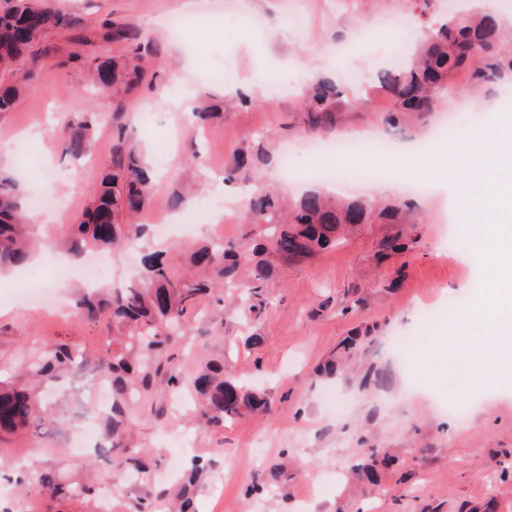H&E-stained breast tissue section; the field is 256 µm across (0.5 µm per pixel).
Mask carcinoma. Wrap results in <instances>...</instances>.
<instances>
[{"label": "carcinoma", "mask_w": 512, "mask_h": 512, "mask_svg": "<svg viewBox=\"0 0 512 512\" xmlns=\"http://www.w3.org/2000/svg\"><path fill=\"white\" fill-rule=\"evenodd\" d=\"M73 17L54 7L50 0H0V72L10 83L0 87V113L17 105L33 72L18 67L20 58L33 45L54 31L69 30ZM502 20L492 12L474 11L444 19L418 43L415 54L399 69H383L376 75L379 86L394 101L393 126L404 116L423 117L436 110L455 90V77L466 74V85L480 90L512 84V48L502 43ZM112 40L125 42L129 54L122 59L104 57L96 66L97 84L103 92L117 98L138 87L145 78L140 65L149 52V44L138 30L117 26L109 30ZM303 112L313 128L333 125L342 108L343 92L332 81L317 80L302 96ZM196 124L205 126L223 117L221 106L210 105L194 112ZM99 116L84 112L74 124L66 123L57 134L63 156L80 159L92 149ZM252 166L251 156L241 153L226 171L224 180L233 182ZM244 181L253 184L247 190V224L270 225V247L289 261L305 259L336 243L342 224H363L369 219L368 205L360 200L336 201L319 192H310L290 208L271 191L262 190L251 175ZM155 201L154 175L135 148L125 144L118 131L112 162L106 167L91 201L80 221L68 224L63 237L69 243L73 260L91 249L110 251L126 242L142 238L143 224H122L119 216L144 212ZM387 216L398 224H411V205L404 201L393 205ZM32 224L22 204V189L15 177L0 169V270L25 266L35 251ZM265 247L251 250L241 243L224 242L217 246L209 239L198 242L189 255L196 272H180L181 255L176 248L155 251L144 256L142 270L130 286L115 291L101 290L82 295L76 302V314L89 320L107 318L121 339L113 340L97 364V374L112 381V408L108 423L112 438V465L141 481L149 472L129 446L135 418L131 408L141 404L140 416L158 414L151 401L154 378L173 389L187 388L201 398L200 414L212 426H219L245 412L265 410L268 401L241 380L226 374L224 365L208 362L187 375L172 356H164L166 345L190 335L191 319L206 298L219 306L226 297L237 299V317L257 322L270 306L267 294L272 267L263 256ZM79 353L71 346L51 342L42 354L24 359L39 376L52 380L73 370ZM40 406L28 392L0 393V432L22 427L42 426ZM390 457L374 452L370 460L355 464L352 472L371 477L374 467L386 465ZM205 469L197 458L186 471L181 492L180 512H194L193 497L198 476Z\"/></svg>", "instance_id": "carcinoma-1"}]
</instances>
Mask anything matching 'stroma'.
Wrapping results in <instances>:
<instances>
[{"mask_svg":"<svg viewBox=\"0 0 512 512\" xmlns=\"http://www.w3.org/2000/svg\"><path fill=\"white\" fill-rule=\"evenodd\" d=\"M70 13L75 27L50 33L23 58L34 79L13 112L0 115V148L20 182L24 197L68 196L67 210L43 215L38 234L49 241L37 263L52 271L63 294L64 311L45 316L24 300L16 272L0 273V388L32 389L30 372L20 369L22 352L40 349L43 337L79 349L96 362L113 336L112 324L76 316L72 305L78 281L55 271L52 259L64 253L65 225L75 223L98 183L102 164L112 156L117 131L142 151L158 174V208L180 193L192 210L211 194L223 193L240 206V188L226 185L213 165L262 139L265 158L254 170L267 189L296 199L315 190L314 182H284L281 149L308 138L301 95L267 97L259 80L269 71L277 79L306 84L324 78L342 81L347 70L376 75L384 68L388 40L356 42L347 54L326 59L325 49L356 41V32L375 16L409 9L417 37L431 16L446 12L445 0H430L421 10L413 0H54ZM128 25L150 39L152 54L142 66L151 85L140 86L123 104L94 93L97 58L124 54L123 44L107 41L105 21ZM232 71L234 82L224 80ZM250 102H240L238 88ZM223 102L224 118L209 129L190 133L186 105ZM465 135L498 134L500 114L512 113V87L470 92ZM101 113L90 156L63 157L56 133L81 113ZM152 115L139 124L141 113ZM385 108L345 92L335 135H383L391 128ZM364 171H386L399 187L373 197L375 208L409 201L413 224L383 219L356 224L334 247L313 258L287 262L272 257L269 292L273 306L257 324L222 322L219 306L208 305L193 322V334L180 341L184 372L207 359H227L233 375L251 380L271 401L255 412L205 425L192 414L189 391L156 390L160 413L139 421L132 437L151 471L139 490L113 482L105 424H98L91 448H75L71 437L88 417L94 398L88 390L66 394L43 389L49 416L43 439L28 430L0 436V512H136L138 501L158 489L174 488L172 468L187 469L193 457L205 459L196 498L197 512H512V359L500 360L496 380L479 391L448 386V363L465 359L470 342L492 345L488 323L471 317L463 337L441 349L453 322L448 317L424 325L419 311L441 308L449 298L474 304L483 289V269L474 253L479 235L457 221L460 172L435 177L427 194H407L413 182L402 152H367L346 161ZM402 236L405 250H385ZM370 331L374 342L367 365L387 371L383 390L344 370L331 380L316 377L328 353L345 337ZM261 333L262 347L244 339ZM412 339L408 364L388 352L391 337ZM336 393L339 404L325 401ZM464 406L466 421L445 411L447 402ZM378 451L395 455L398 465L381 470L377 484L357 481L356 460ZM52 473L75 486L72 495L43 493L40 478Z\"/></svg>","mask_w":512,"mask_h":512,"instance_id":"obj_1","label":"stroma"}]
</instances>
